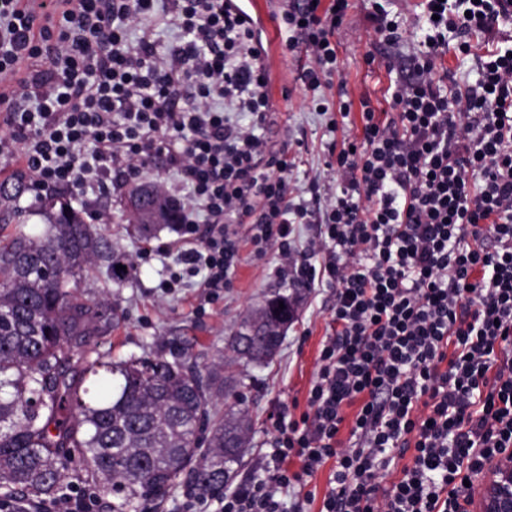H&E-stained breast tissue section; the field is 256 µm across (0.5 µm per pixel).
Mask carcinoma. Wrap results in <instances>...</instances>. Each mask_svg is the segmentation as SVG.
I'll list each match as a JSON object with an SVG mask.
<instances>
[{
    "label": "carcinoma",
    "instance_id": "carcinoma-1",
    "mask_svg": "<svg viewBox=\"0 0 512 512\" xmlns=\"http://www.w3.org/2000/svg\"><path fill=\"white\" fill-rule=\"evenodd\" d=\"M27 176L0 182V224L16 225L0 239V512H24L32 501L65 493L73 452L104 487L124 492L113 512H130L135 501L160 496L183 473L200 497L224 490L241 465L253 429L240 381L224 374V357L201 372L162 355L112 360L91 347L103 309L79 302L85 271L100 262L122 285L134 265L82 220L57 194L34 195ZM140 238L172 221L173 208L149 184L134 185L126 206ZM37 215L43 230L31 234L24 219ZM122 264L126 270H116ZM284 309H279V304ZM297 297L281 288L249 315L228 342L248 364L275 356L295 319ZM256 329L249 353L242 331ZM92 387L84 386L86 376ZM232 398L223 417L209 425L206 446L197 443L210 404Z\"/></svg>",
    "mask_w": 512,
    "mask_h": 512
}]
</instances>
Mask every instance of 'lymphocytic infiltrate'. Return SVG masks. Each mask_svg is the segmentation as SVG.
I'll use <instances>...</instances> for the list:
<instances>
[{
    "mask_svg": "<svg viewBox=\"0 0 512 512\" xmlns=\"http://www.w3.org/2000/svg\"><path fill=\"white\" fill-rule=\"evenodd\" d=\"M349 7L281 0L286 45L309 59L304 91L342 73ZM425 14L389 111L339 90L329 130L357 108L361 134L326 142L337 189L312 209L290 202L292 162L266 158L253 132L270 75L236 0H0V154L39 189L85 194L162 164L178 211L172 284L196 276L218 297L247 244L277 248L284 278L334 290L305 411H280L267 477L224 492L219 512H468L476 478L512 452V49L455 90L442 66L449 49L469 53L465 33L512 14L501 0H426ZM161 27L174 40L159 44ZM233 224L252 225L248 242ZM302 224L319 233L300 251ZM399 459L402 479L380 489ZM325 467L318 499L306 485Z\"/></svg>",
    "mask_w": 512,
    "mask_h": 512,
    "instance_id": "obj_1",
    "label": "lymphocytic infiltrate"
}]
</instances>
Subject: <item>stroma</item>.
I'll return each mask as SVG.
<instances>
[{
  "label": "stroma",
  "instance_id": "35a3bbf8",
  "mask_svg": "<svg viewBox=\"0 0 512 512\" xmlns=\"http://www.w3.org/2000/svg\"><path fill=\"white\" fill-rule=\"evenodd\" d=\"M372 0H353L339 31L343 80L353 100L370 98L377 109H385L384 95L396 75L385 66L387 56L408 55L418 46L424 33L409 28L400 47L381 44L368 20ZM251 9L261 20L262 38L268 44L267 63L270 71V93L274 112L257 133L267 144L268 155L287 152L294 158L291 185L293 200L309 199L311 179H318L321 193L336 188V176L324 166V145L331 134L329 117L318 112L297 79L305 64V54L288 51V33L276 20L279 10L274 0H251ZM374 63H367V55ZM72 206L80 210L87 224L130 258L135 272L124 287H116L105 268L91 266L85 273L79 295L88 305L104 303L112 308L109 324L92 336L97 350L118 360L130 355L163 354L177 357L197 368H204L217 357L232 359L227 339L239 330L244 318L266 296L281 288L284 281L275 269L280 263L277 250H269L261 258L242 249L241 262L231 288L210 303H202L201 290L194 281L171 290L163 281L173 265L172 257L157 253V246L175 240L172 226L162 225L150 240L134 236L132 225L121 198L108 192L95 204L68 192ZM110 210L112 221L99 223L96 212ZM155 250L144 253V245ZM333 290L323 287L302 294L297 318L285 332V338L273 362L266 366L233 365L232 370L243 382L242 391L253 418L251 444L239 469L237 481L263 476L267 455L271 450L274 422L282 406H306L307 396L318 371L317 358L330 321L329 307Z\"/></svg>",
  "mask_w": 512,
  "mask_h": 512
}]
</instances>
